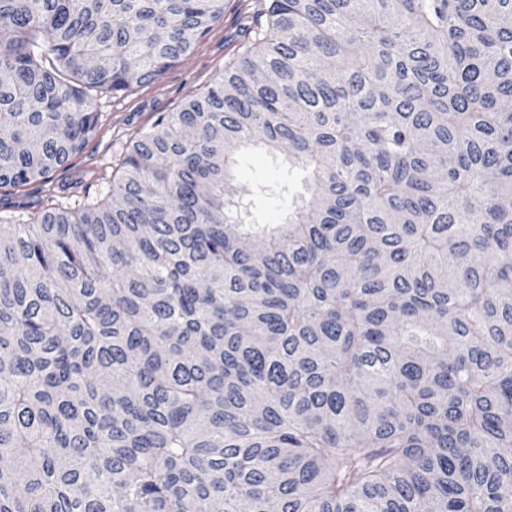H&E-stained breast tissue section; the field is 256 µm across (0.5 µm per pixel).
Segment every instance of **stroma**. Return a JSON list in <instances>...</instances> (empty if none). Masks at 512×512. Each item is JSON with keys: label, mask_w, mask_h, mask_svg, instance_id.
<instances>
[{"label": "stroma", "mask_w": 512, "mask_h": 512, "mask_svg": "<svg viewBox=\"0 0 512 512\" xmlns=\"http://www.w3.org/2000/svg\"><path fill=\"white\" fill-rule=\"evenodd\" d=\"M257 6L258 0H224L220 20L187 57L151 83L118 96H101L97 130L85 148L67 166L52 172L48 183L0 188V209L14 212L49 193L71 202L108 197L112 171L127 139L150 126L158 114L176 110L188 95L212 85L239 42L246 15ZM299 187V177L289 174L279 160L261 151H249L240 154L225 191L248 193L252 222L279 224L288 210L289 192Z\"/></svg>", "instance_id": "obj_1"}]
</instances>
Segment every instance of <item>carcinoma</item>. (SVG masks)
Returning a JSON list of instances; mask_svg holds the SVG:
<instances>
[{"mask_svg":"<svg viewBox=\"0 0 512 512\" xmlns=\"http://www.w3.org/2000/svg\"><path fill=\"white\" fill-rule=\"evenodd\" d=\"M223 12L0 0V187ZM118 171L0 214V512H512V0H262ZM288 168L279 160L262 151L240 154L234 177L227 182L226 194H243L256 187H267L266 193L248 196L251 222L255 224H282L288 210V192L281 188L288 186L289 195L301 186L300 177L288 174Z\"/></svg>","mask_w":512,"mask_h":512,"instance_id":"carcinoma-1","label":"carcinoma"}]
</instances>
